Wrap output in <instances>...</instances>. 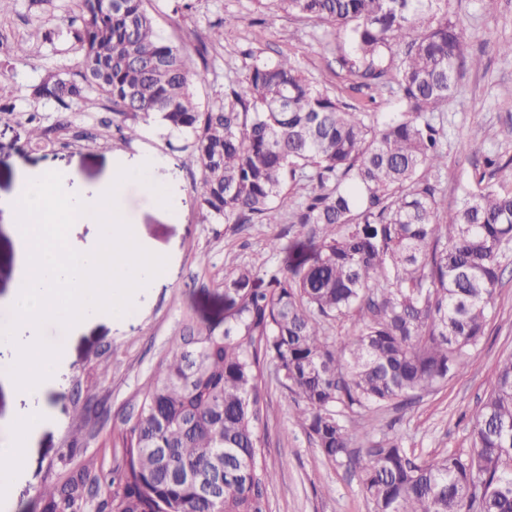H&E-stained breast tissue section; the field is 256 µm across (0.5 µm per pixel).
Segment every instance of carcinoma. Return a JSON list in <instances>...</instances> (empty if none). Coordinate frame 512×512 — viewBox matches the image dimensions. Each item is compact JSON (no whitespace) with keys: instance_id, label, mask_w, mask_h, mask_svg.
<instances>
[{"instance_id":"obj_1","label":"carcinoma","mask_w":512,"mask_h":512,"mask_svg":"<svg viewBox=\"0 0 512 512\" xmlns=\"http://www.w3.org/2000/svg\"><path fill=\"white\" fill-rule=\"evenodd\" d=\"M146 2L77 0L67 25L79 68L33 97L68 110L96 94L122 117L125 140L151 121L182 137L208 222L277 224L288 187L309 181L291 223L311 257L226 279L224 329L188 322L118 433L112 466L89 457L67 470L41 490L42 512H270L276 469L259 448L267 358L294 423L327 460L359 470L372 512H512V356L466 451L416 460L403 437L377 438L364 418L469 366L512 248V188L468 190L442 223L438 125L471 37L450 0H267L343 34L339 62L357 86L399 94L401 112L385 119L330 95L290 58L253 52L202 110L194 90L207 81L206 43L162 37ZM0 53L26 58L29 41L1 42ZM261 275L266 288L255 287ZM346 319L352 331L327 334ZM356 437L367 446L353 456ZM221 461L223 487L200 496L194 477Z\"/></svg>"}]
</instances>
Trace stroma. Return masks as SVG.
Instances as JSON below:
<instances>
[{"instance_id":"stroma-1","label":"stroma","mask_w":512,"mask_h":512,"mask_svg":"<svg viewBox=\"0 0 512 512\" xmlns=\"http://www.w3.org/2000/svg\"><path fill=\"white\" fill-rule=\"evenodd\" d=\"M75 2L11 0L0 11V40L24 37L33 45L32 55L24 61L0 55V97L11 100L19 113L18 119L0 123V194L12 191L19 162L70 168L83 183L93 184L116 158L157 153L170 162L167 175L178 214L169 217L137 188H130L126 203L139 235L168 257L164 284L142 298L132 324L100 321L64 338L49 331L50 340H62L65 346L50 396L55 419L39 435L31 463L17 483L14 512H41L39 493L56 480L62 455H69L75 465L94 453L111 456L125 416L188 319L218 322L228 314L224 281L232 272L242 266L262 270L310 253L306 236L295 224L204 222L192 200L200 170L189 153L172 148L168 134L151 123L143 125L139 139L123 140L120 120L102 98L73 106L66 135L53 145L30 141L26 113H39L46 127L60 118L53 102L32 98L33 86L78 66L65 22ZM174 5V0L147 4L165 38L192 42L210 25H223L221 43L207 54L208 80L196 88L201 104L223 97L229 77L243 70L244 53L250 50L270 59L289 57L331 95L368 111L388 115L400 109L393 90L357 87L354 77L337 62L339 41L320 24L271 15L255 0H193L192 10L182 14L175 12ZM451 11L472 32L466 57L479 59L480 64L465 67L458 94L444 108L440 134L448 164L437 178V187L439 207L445 213L455 210L477 179L498 184L512 174V56L498 50L499 43L512 40V0H452ZM473 138L480 144L476 153L469 148ZM488 155L498 157L506 172L485 167ZM276 237L282 250L270 248ZM506 264L483 344L468 369L433 393L367 414L376 431L402 435L415 456L470 446V430L494 385L498 364L512 355V252ZM264 378L268 412L262 446L268 462L278 470L268 490L272 512H371L358 477L347 467L327 462L307 432L294 424L293 404L275 382L273 363H265ZM100 403L108 409L106 417L89 421L80 417L82 407Z\"/></svg>"}]
</instances>
